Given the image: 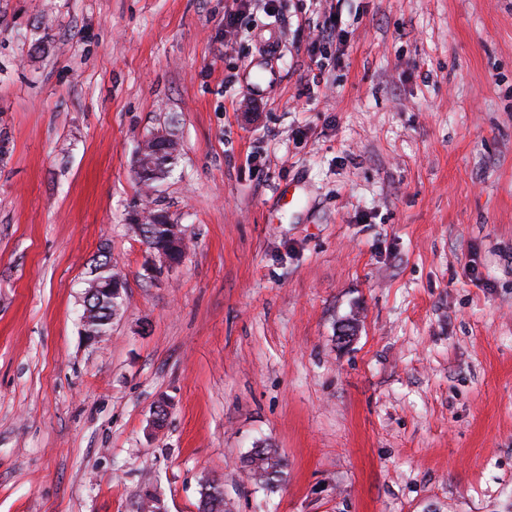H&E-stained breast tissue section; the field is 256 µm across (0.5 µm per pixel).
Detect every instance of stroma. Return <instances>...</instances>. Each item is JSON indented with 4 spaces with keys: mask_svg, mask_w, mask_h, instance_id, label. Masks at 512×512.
<instances>
[{
    "mask_svg": "<svg viewBox=\"0 0 512 512\" xmlns=\"http://www.w3.org/2000/svg\"><path fill=\"white\" fill-rule=\"evenodd\" d=\"M167 125L189 248L154 276L133 157ZM206 478L231 512H512V0H0V512H199ZM91 294L85 293L83 296V306L85 307V312L82 318V322L86 324L87 328L89 327L90 318L89 316L91 314H94V312L90 313V307H89V299ZM94 300H98L97 303H93L92 307L97 308L96 314L93 315V318L95 319V322L92 324L93 330L95 333L100 334V336H104L108 333L110 329V325L112 322V310H111V318L109 322V315L107 313V310L112 308L111 305V299L108 296V294L102 292L99 297H96ZM249 477L262 489H273L284 475L286 464L274 448H253L245 460Z\"/></svg>",
    "mask_w": 512,
    "mask_h": 512,
    "instance_id": "stroma-1",
    "label": "stroma"
}]
</instances>
